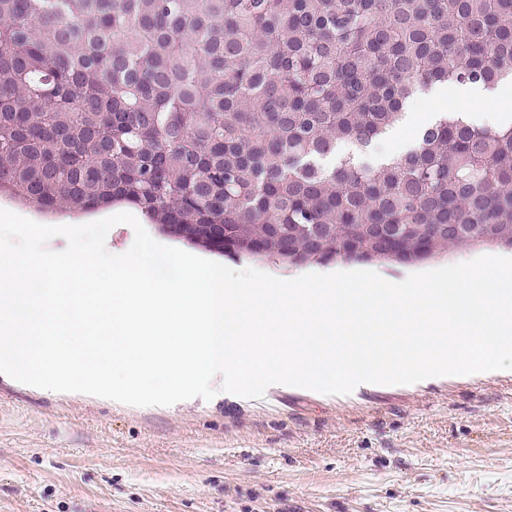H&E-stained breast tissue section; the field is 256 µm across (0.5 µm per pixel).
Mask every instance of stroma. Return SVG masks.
Returning a JSON list of instances; mask_svg holds the SVG:
<instances>
[{
	"instance_id": "1",
	"label": "stroma",
	"mask_w": 512,
	"mask_h": 512,
	"mask_svg": "<svg viewBox=\"0 0 512 512\" xmlns=\"http://www.w3.org/2000/svg\"><path fill=\"white\" fill-rule=\"evenodd\" d=\"M471 102L429 92L373 147ZM372 264L392 281L467 262ZM137 407L0 376V512H512V371Z\"/></svg>"
}]
</instances>
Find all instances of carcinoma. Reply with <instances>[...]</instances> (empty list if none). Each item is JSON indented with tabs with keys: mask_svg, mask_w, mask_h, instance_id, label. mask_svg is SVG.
<instances>
[{
	"mask_svg": "<svg viewBox=\"0 0 512 512\" xmlns=\"http://www.w3.org/2000/svg\"><path fill=\"white\" fill-rule=\"evenodd\" d=\"M503 84L512 0H0V192L301 266L512 246V117L340 154L421 88Z\"/></svg>",
	"mask_w": 512,
	"mask_h": 512,
	"instance_id": "1",
	"label": "carcinoma"
}]
</instances>
